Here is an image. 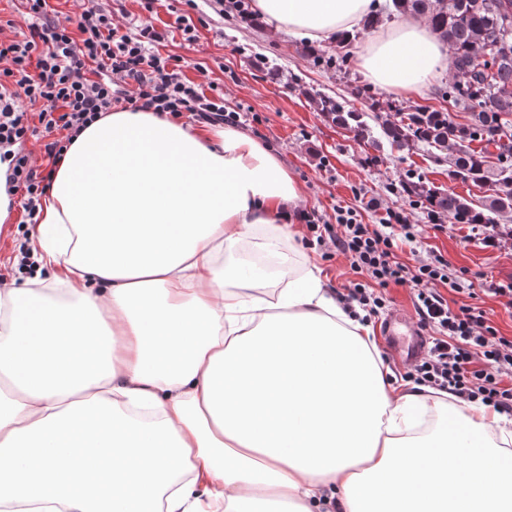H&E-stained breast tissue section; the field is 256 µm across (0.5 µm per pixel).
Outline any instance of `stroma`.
Masks as SVG:
<instances>
[{
	"label": "stroma",
	"instance_id": "35a3bbf8",
	"mask_svg": "<svg viewBox=\"0 0 512 512\" xmlns=\"http://www.w3.org/2000/svg\"><path fill=\"white\" fill-rule=\"evenodd\" d=\"M179 15L191 17L197 40L190 45L174 38L169 52L188 60V79L213 83L224 95L225 109L239 113L240 131L279 158L303 190L305 211L332 222L336 208L350 207L366 224L381 223L389 209L410 213L420 233L415 243L403 245L401 260L413 265L418 259L440 255L453 268L475 274L479 305L500 335L512 336V310L494 293L495 287L512 284V244L485 247L481 232L468 224L443 232L431 230L426 209L414 205L402 183L405 175L414 173L430 185L464 197L476 195V187L449 178L447 163L436 162L423 151L398 155L385 147L360 146L352 132L336 126L319 110L314 99L315 94H325L345 102L350 110L384 117L409 106L443 107L462 123L467 117L464 106L443 104L438 96L447 73L438 74L421 96L394 95L365 81L358 72L356 52L369 39L386 34L393 26L389 20L367 31L355 28L344 44L328 42L313 48L288 32L274 31L260 16L250 25L233 15L219 17L212 0H158L153 22L162 28ZM312 48L341 54V70L313 66L308 57ZM296 230L294 241L282 243L273 252L284 270L318 269L332 295L356 280L344 257H326L306 245L305 224H297ZM23 247L34 253L40 250L34 225L24 223L22 209L16 205L0 224V283L20 286L33 277L34 268L18 265Z\"/></svg>",
	"mask_w": 512,
	"mask_h": 512
}]
</instances>
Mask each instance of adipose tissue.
Here are the masks:
<instances>
[{
  "mask_svg": "<svg viewBox=\"0 0 512 512\" xmlns=\"http://www.w3.org/2000/svg\"><path fill=\"white\" fill-rule=\"evenodd\" d=\"M310 42L372 0H256ZM397 95L452 70L425 20L358 54ZM301 191L227 126L104 114L41 199L53 287L0 288V512H512V420L471 403L411 433L442 400L385 385L370 329L315 272L268 300L224 249L292 238Z\"/></svg>",
  "mask_w": 512,
  "mask_h": 512,
  "instance_id": "obj_1",
  "label": "adipose tissue"
}]
</instances>
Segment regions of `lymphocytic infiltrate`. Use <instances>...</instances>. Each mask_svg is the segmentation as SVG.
<instances>
[{
  "label": "lymphocytic infiltrate",
  "instance_id": "f902f5d3",
  "mask_svg": "<svg viewBox=\"0 0 512 512\" xmlns=\"http://www.w3.org/2000/svg\"><path fill=\"white\" fill-rule=\"evenodd\" d=\"M75 10H58L51 0H20L29 36H14L15 20L0 19V165L6 192L20 198L35 219L48 185L24 145L36 131L51 134L44 146L55 166L78 134L102 113L123 103L134 111L186 117L199 123H236L224 98L206 92L184 74L182 56L165 52L164 36L145 21L126 31L112 0H72ZM317 245L344 256L359 274L340 295L346 307L378 314L390 286H409L421 329L432 331L427 353L408 365L403 381L445 392L457 402H478L512 417V338L499 335L488 312L474 305L475 288H463L458 270L440 256L410 267L398 259L401 244L416 242L419 230L401 211H387L378 224L338 209L336 221L322 223L300 212ZM467 293L450 305L447 292Z\"/></svg>",
  "mask_w": 512,
  "mask_h": 512
}]
</instances>
